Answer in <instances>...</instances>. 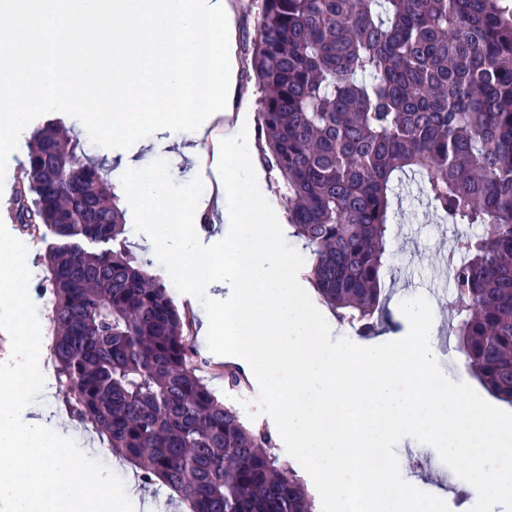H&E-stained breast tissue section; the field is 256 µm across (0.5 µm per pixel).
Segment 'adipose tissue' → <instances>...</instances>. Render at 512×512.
I'll use <instances>...</instances> for the list:
<instances>
[{"instance_id": "ef3b65f1", "label": "adipose tissue", "mask_w": 512, "mask_h": 512, "mask_svg": "<svg viewBox=\"0 0 512 512\" xmlns=\"http://www.w3.org/2000/svg\"><path fill=\"white\" fill-rule=\"evenodd\" d=\"M232 0H0V148L18 144L31 112L61 103L89 112L121 159L117 193L152 225L159 276L228 287L230 300L203 317L201 338L227 359L261 367L280 400L277 424L313 454L328 497L356 483L365 512H418L397 493L394 469L378 464L393 440L426 425L448 456L470 461L475 445L512 453V428L447 380L431 344L432 317L414 342L358 352L329 343L332 324L293 286V264L277 248L282 210L264 188L247 113L224 135V177L215 192L173 193L171 169H147L128 152L157 135L200 130L225 112L236 84ZM221 210L230 234L205 251L187 249L183 229Z\"/></svg>"}]
</instances>
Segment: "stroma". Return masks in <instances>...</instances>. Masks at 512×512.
<instances>
[{
  "instance_id": "obj_1",
  "label": "stroma",
  "mask_w": 512,
  "mask_h": 512,
  "mask_svg": "<svg viewBox=\"0 0 512 512\" xmlns=\"http://www.w3.org/2000/svg\"><path fill=\"white\" fill-rule=\"evenodd\" d=\"M238 4V91L236 104L257 111L259 93L250 67L253 42L256 37L257 9L255 0H236ZM51 117L62 118L74 131L82 151L95 159L107 160L111 150L110 141L102 130L91 124L86 113L65 105H54L32 113L28 124H41ZM26 152L16 148L0 149V216L11 215L13 191L17 180L25 174ZM125 212V231L119 237L118 246L131 251L140 260L150 261L159 267L163 258L150 253L145 245L147 225L129 201H122ZM394 209L397 218L391 226L390 255L382 276L383 317L377 335L378 340L393 343L415 338L417 322L428 310H437L439 315L436 341L440 362L450 379L464 373L463 357L458 342L451 333L452 288L448 268L442 260L455 238L462 233H477V226L445 224L426 205L419 179L406 178L396 188ZM166 285L174 303L189 317V336L195 350V361L209 388L226 402L237 404L246 420L255 428L270 432L275 450L282 459L295 469L307 488L312 489L315 512H337L330 506L326 495L318 485L321 477L316 467L310 466L308 458L289 445L287 438L274 429L277 397L267 389L256 374L247 377L248 386L243 390L229 389L224 382V364L215 362L211 347L199 337L200 318L215 305V292L189 285L180 279L167 280ZM75 433L82 441V448L89 456L102 461L123 481L134 482L135 494L132 504H139L141 495H150L155 503V512H184L185 506L170 499L165 487H144L134 481L135 472L130 465L113 454L106 441L95 429L75 424ZM401 444L389 454V462L398 470L402 485L415 486L419 497L441 499V512H512V500H504L489 506L486 499L472 496L464 491L480 475L496 480L511 479L512 468L505 467L502 457L483 456L478 467L449 457L441 443L422 428H412L400 436ZM426 459L434 469L452 475L451 485L439 487L426 481L418 467L419 459Z\"/></svg>"
}]
</instances>
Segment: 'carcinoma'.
Segmentation results:
<instances>
[{
  "label": "carcinoma",
  "mask_w": 512,
  "mask_h": 512,
  "mask_svg": "<svg viewBox=\"0 0 512 512\" xmlns=\"http://www.w3.org/2000/svg\"><path fill=\"white\" fill-rule=\"evenodd\" d=\"M251 64L260 160L284 185L292 236L320 300L360 336L382 306L395 183L419 177L448 224L465 371L512 404V0H257ZM14 219L50 229L43 289L56 383L139 482L189 512H314L269 433L219 400L189 319L125 250L107 172L55 120L27 142Z\"/></svg>",
  "instance_id": "carcinoma-1"
}]
</instances>
